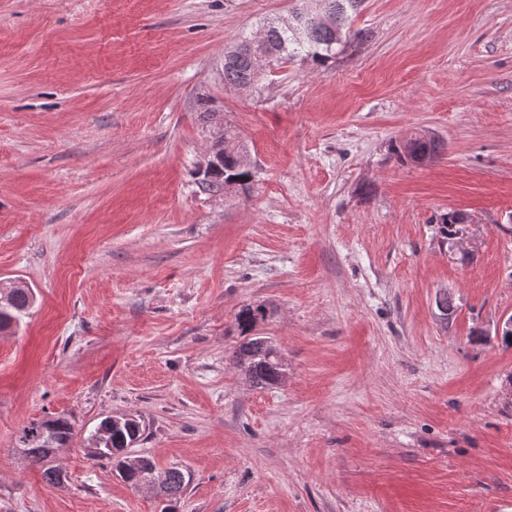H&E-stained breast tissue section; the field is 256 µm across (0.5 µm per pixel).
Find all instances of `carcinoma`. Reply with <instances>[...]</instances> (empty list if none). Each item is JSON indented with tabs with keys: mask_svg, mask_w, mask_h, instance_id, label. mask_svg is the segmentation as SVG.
I'll list each match as a JSON object with an SVG mask.
<instances>
[{
	"mask_svg": "<svg viewBox=\"0 0 512 512\" xmlns=\"http://www.w3.org/2000/svg\"><path fill=\"white\" fill-rule=\"evenodd\" d=\"M363 0H318V6L307 8L300 4L293 11L291 19L283 24H267L263 30L259 45H251L252 37L227 48L224 53V85L237 89L253 88L264 76L256 65L254 55L266 52L273 56V63L279 64L285 59L303 57L315 65H324L345 52L356 40H361V30L343 32L349 19L361 6ZM328 11L333 27H321L309 22L306 15L319 11ZM203 121L209 127L210 137L222 145L217 171L205 175L198 181L201 191L216 194L224 191L225 182L234 181L242 190L249 188L254 173L240 166V154L246 152V146L236 130L217 112L203 113ZM442 149V143L430 136L414 134L392 146L394 156L401 162L419 163L427 159L434 160ZM466 221L465 213L450 211L440 216L438 233L448 240L454 232V226ZM10 303L0 305V331L20 325L23 317L34 303L29 288L8 289ZM264 318L261 307L244 306L236 315L238 330L244 335L253 332ZM230 361L253 386L265 388L278 384L284 376V367L280 350L271 341L255 336L235 348ZM144 434L143 425L133 415L119 414L112 423L109 436L111 449L99 455V459L113 464L115 471L125 472L123 480L135 488L145 470L156 468V464L147 456L140 457L134 463L124 449L140 441ZM73 437V426L68 419L57 417L53 422L32 421L21 429L18 440L30 439L25 447V459L41 466L44 482L52 487L60 485L61 471L54 465L55 450L63 448ZM169 481L165 487V497L169 502L176 501L187 489L190 477L179 467L168 469Z\"/></svg>",
	"mask_w": 512,
	"mask_h": 512,
	"instance_id": "cac0c4a2",
	"label": "carcinoma"
}]
</instances>
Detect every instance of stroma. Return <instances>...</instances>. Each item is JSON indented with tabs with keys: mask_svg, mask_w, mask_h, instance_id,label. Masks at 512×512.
I'll return each instance as SVG.
<instances>
[{
	"mask_svg": "<svg viewBox=\"0 0 512 512\" xmlns=\"http://www.w3.org/2000/svg\"><path fill=\"white\" fill-rule=\"evenodd\" d=\"M294 6L0 0V285L35 293L0 332V512H163L91 455L120 413L190 472L172 512H512V0H365L336 60L226 88L225 47ZM208 107L248 192L197 186ZM414 133L441 155L398 162ZM247 304L278 385L228 360ZM58 415L51 488L17 435ZM465 214L466 213L461 211H450L441 215L439 218L438 223L440 224H437L438 233L446 242L448 241V237L455 232V229H453L455 224H461L462 229L459 235L451 242L454 247L462 248L463 244L466 243L470 237L472 224H465V221L468 223Z\"/></svg>",
	"mask_w": 512,
	"mask_h": 512,
	"instance_id": "stroma-1",
	"label": "stroma"
}]
</instances>
